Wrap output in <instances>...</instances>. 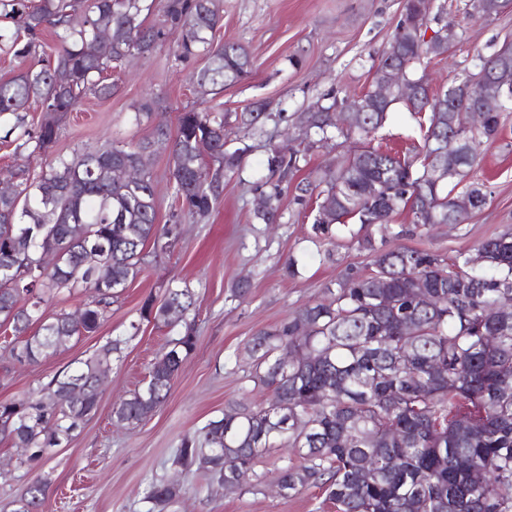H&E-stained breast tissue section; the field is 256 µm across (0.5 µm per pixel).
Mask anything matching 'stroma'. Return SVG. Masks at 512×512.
<instances>
[{"mask_svg":"<svg viewBox=\"0 0 512 512\" xmlns=\"http://www.w3.org/2000/svg\"><path fill=\"white\" fill-rule=\"evenodd\" d=\"M404 0H220L215 44L249 49L255 69L250 77L215 95H200L193 75L204 58H176V34H166L154 51L132 57L111 71L110 98L86 96L62 123L53 154L92 151L109 142L135 144L153 138L156 127L175 129L179 112L224 111L229 148L245 151L239 168L225 171L221 193L205 219L181 216V236L167 251L150 253L138 277L111 306L96 332L73 340L36 365H20L0 352V401L26 398L38 384L79 366L107 341L123 337L121 357L112 361L99 390L95 412L74 436L47 449L30 467L0 473V512H16L32 478L48 481L39 512H146L143 489L154 478L177 484L180 497L172 512H336L317 488L284 497L274 483L291 448L275 449L258 470L264 491L220 489L206 493L196 468L176 469L172 459L185 433L221 417L232 402L268 403L273 393L253 387L245 377L252 360L240 351L258 330L288 320L305 304L324 297L348 270L369 272L372 256L362 242L377 232L354 223L336 225L324 238L312 230L315 202L298 203L295 183L335 163L345 152L335 143L307 145L294 127V113L333 93L356 98L372 87L374 68L404 16ZM451 28L455 42L446 58L418 70L431 90L477 71L479 59L512 41V6L486 15L475 0H431L426 36ZM150 103L151 119L135 121L134 112ZM267 105V117L253 129L237 119L254 103ZM420 140L417 118L395 105L370 141L371 147L409 157ZM302 151L300 169L278 202V220L267 225L255 216L275 150ZM168 150L147 159L154 179L158 224L169 222L179 204L171 195ZM472 179L487 194L485 207L462 224L415 227L408 210L394 216L397 238L388 247L428 251L448 258L478 242L512 230V112L505 113L495 141L484 144ZM296 261V275L285 264ZM248 281L249 292L233 290ZM192 289L195 303L183 323L172 327L142 319L146 299L163 301L167 288ZM139 331H131V323ZM195 327L196 345L173 381L166 401L138 425H114L112 407L147 380L170 338L186 324Z\"/></svg>","mask_w":512,"mask_h":512,"instance_id":"stroma-1","label":"stroma"}]
</instances>
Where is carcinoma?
<instances>
[{
  "label": "carcinoma",
  "mask_w": 512,
  "mask_h": 512,
  "mask_svg": "<svg viewBox=\"0 0 512 512\" xmlns=\"http://www.w3.org/2000/svg\"><path fill=\"white\" fill-rule=\"evenodd\" d=\"M164 24L180 32L178 57L206 58L196 75L204 93H218L241 80L253 58L243 46H213L212 32L220 22L215 0H160ZM155 0H0V52L25 59L36 52L39 39L51 29L59 47L37 68L33 65L0 81V118L12 123L4 138L15 151L37 157L56 143L60 124L82 96H112L107 73L112 64L150 52L164 35L146 25ZM428 0H406L399 22L375 68L391 64L404 69L411 82L424 59L448 53L455 33L426 42L421 38L420 13ZM82 12L84 22L72 23ZM111 29L108 47L97 43L99 29ZM480 66L497 69L502 86L483 93L487 110L469 130L451 128L448 108L422 88L431 101L421 151L398 157L367 146L395 104L409 103L400 93L372 112L362 124L336 126V113L346 99L315 104L300 112L296 125L319 141L357 137V146L321 176L296 185L297 200L321 185L320 219L314 229L331 233L333 224L353 220L388 231L394 215L409 208L412 223L432 219L462 224L466 215L454 209L456 188L479 164L482 140L499 134L502 114L512 112V54L499 48ZM41 104L46 118L32 131L25 118L29 106ZM459 142L448 162L452 186L435 184L428 160L441 137ZM157 137L171 142L173 190L192 215L205 218L219 189L207 181L211 169L237 167L244 150L224 142V114L180 113L175 133L161 128ZM151 143L107 144L93 153L57 156L38 180L16 184L12 196L0 195V321L11 325L14 339L5 346L21 365L65 347L74 337L94 333L107 319L112 299L142 271L147 243L169 246L171 228L156 222L155 191L148 170L125 182L115 174L138 165ZM296 150L284 162L272 156L266 188V209L256 213L265 223L276 218L281 184L298 170ZM372 251L368 275L351 272L327 296L297 310L281 325L262 329L243 351L254 359L247 379L270 388L265 406H238L223 417L184 435L175 461L197 466L208 485L234 477L239 486L262 492L257 463L275 448L289 446L298 460L280 472L283 496L315 487L336 505V512H512V233L483 240L474 252L445 260L408 248ZM65 252L61 272L41 265V250ZM89 288L95 298L84 304L80 321L68 315L42 319L41 306L62 290ZM194 304L188 288L168 289L159 308L149 298L142 317L171 325ZM305 326L309 334L292 342ZM122 340L107 342L83 366L33 390L21 400L0 402V434L33 452L18 459L22 467L44 449L68 440L96 408L98 393L89 388L87 401L76 412L63 395L62 383L109 366ZM191 329L170 341L138 391L112 408V420L133 427L165 402L174 378L194 349ZM294 348L291 362H280L281 351ZM440 370L434 374L432 365ZM47 483L35 477L18 512H37ZM178 489L151 481L144 490L147 512H168Z\"/></svg>",
  "instance_id": "obj_1"
}]
</instances>
